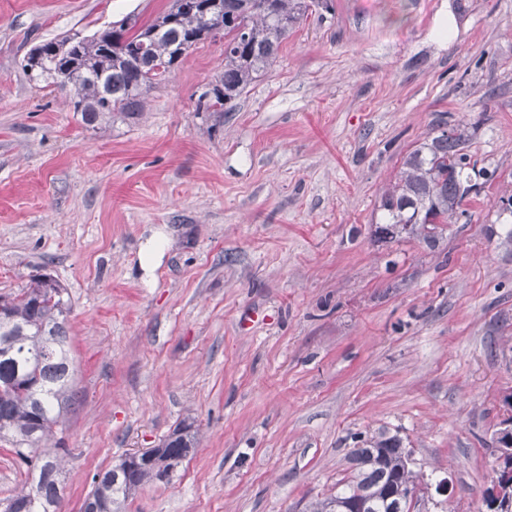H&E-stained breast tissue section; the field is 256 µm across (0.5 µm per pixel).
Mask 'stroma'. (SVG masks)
<instances>
[{
  "label": "stroma",
  "instance_id": "obj_1",
  "mask_svg": "<svg viewBox=\"0 0 512 512\" xmlns=\"http://www.w3.org/2000/svg\"><path fill=\"white\" fill-rule=\"evenodd\" d=\"M172 0H0V294L71 300L62 512L182 422L199 444L126 512H307L386 431L422 512H479L512 417V0H326L213 115L224 44L136 119L85 129L26 75L35 45ZM463 125L494 176L436 246L374 234L403 155Z\"/></svg>",
  "mask_w": 512,
  "mask_h": 512
}]
</instances>
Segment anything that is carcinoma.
<instances>
[{
    "instance_id": "1",
    "label": "carcinoma",
    "mask_w": 512,
    "mask_h": 512,
    "mask_svg": "<svg viewBox=\"0 0 512 512\" xmlns=\"http://www.w3.org/2000/svg\"><path fill=\"white\" fill-rule=\"evenodd\" d=\"M210 0H175L151 22L127 27L124 21L90 37L46 41L27 57L31 80L75 88L72 103L81 123L93 131L112 126V118L134 119L144 111L149 92L166 80L185 55L184 46L210 38L205 7ZM224 17V72L198 98L199 112H230V104L260 72L274 64L288 32L308 9L307 0H218ZM478 160L459 127L421 143L404 158L396 179L381 196L380 226L410 225L405 234L433 247L445 226L461 215L473 190L470 172ZM8 314L0 318V442L9 444L31 477L6 498L4 512H58L61 499V434L74 410L67 316L68 292L55 281L33 277L7 296ZM174 445L165 447L154 465H129V458L96 473L87 496L92 512H122L147 483L170 478L197 444L193 424H182ZM396 436L372 437L353 451L356 472L336 494L317 501L311 512H337L340 502L365 491L373 512H389L386 498L406 496L428 485L413 471Z\"/></svg>"
}]
</instances>
